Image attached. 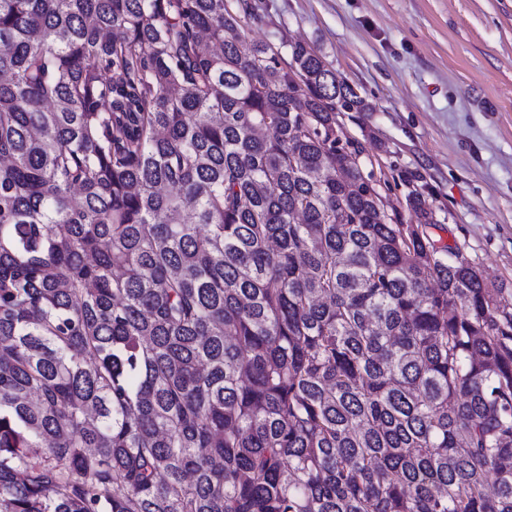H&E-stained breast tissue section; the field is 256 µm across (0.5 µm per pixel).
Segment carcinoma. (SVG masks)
<instances>
[{"label": "carcinoma", "instance_id": "cac0c4a2", "mask_svg": "<svg viewBox=\"0 0 512 512\" xmlns=\"http://www.w3.org/2000/svg\"><path fill=\"white\" fill-rule=\"evenodd\" d=\"M251 19L0 0V512H512V289Z\"/></svg>", "mask_w": 512, "mask_h": 512}]
</instances>
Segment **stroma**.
Segmentation results:
<instances>
[{"label":"stroma","mask_w":512,"mask_h":512,"mask_svg":"<svg viewBox=\"0 0 512 512\" xmlns=\"http://www.w3.org/2000/svg\"><path fill=\"white\" fill-rule=\"evenodd\" d=\"M248 38L302 41L368 102L340 120L403 219L512 288V0H250Z\"/></svg>","instance_id":"obj_1"}]
</instances>
